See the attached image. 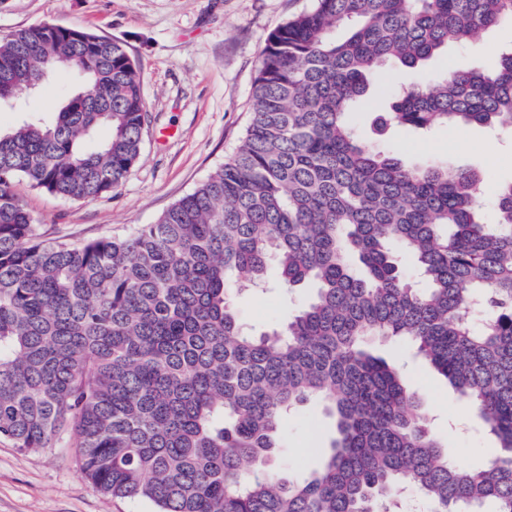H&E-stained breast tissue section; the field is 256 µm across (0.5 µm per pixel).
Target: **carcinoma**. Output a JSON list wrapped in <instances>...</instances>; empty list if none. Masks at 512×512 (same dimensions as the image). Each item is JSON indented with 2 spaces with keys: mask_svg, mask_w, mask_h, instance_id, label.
<instances>
[{
  "mask_svg": "<svg viewBox=\"0 0 512 512\" xmlns=\"http://www.w3.org/2000/svg\"><path fill=\"white\" fill-rule=\"evenodd\" d=\"M505 21L512 0H314L268 35L233 156L154 223L80 246L43 238L13 184L70 201L119 186L147 121L137 63L49 22L0 37V97L62 68L83 77L52 118L0 133V438L38 451L72 433L93 485L157 512H390L408 489L431 512H512V181L489 223L486 174L408 164L355 123L384 98L382 130L512 133V49L489 67L480 47ZM452 43L472 47L469 69L397 93L371 83ZM272 262L315 294L255 336L231 288ZM387 338L411 342L498 455L455 463L369 350ZM311 402L332 437L300 479L276 448L284 415Z\"/></svg>",
  "mask_w": 512,
  "mask_h": 512,
  "instance_id": "cac0c4a2",
  "label": "carcinoma"
}]
</instances>
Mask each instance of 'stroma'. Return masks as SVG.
Listing matches in <instances>:
<instances>
[{"label": "stroma", "mask_w": 512, "mask_h": 512, "mask_svg": "<svg viewBox=\"0 0 512 512\" xmlns=\"http://www.w3.org/2000/svg\"><path fill=\"white\" fill-rule=\"evenodd\" d=\"M310 0H0V35L41 22L80 28L118 41L137 62L148 110L141 155L125 181L91 201H70L17 181L15 191L45 238L80 245L124 237L203 182L233 155L252 116V86L268 34L306 9ZM469 48L452 44L421 68L385 64L377 81L393 89L451 69L469 67ZM79 78L57 73L22 111H0L9 130L23 113L43 116L68 97ZM376 115L358 118L363 139L401 151L409 162L433 160L490 173L489 187L512 180V137L490 138L484 128L457 131L437 126L424 135L399 127L377 132ZM311 285L281 287L269 268L263 287L236 293L244 328L260 334L283 325L313 296ZM399 367L408 389L432 416L437 436L463 466L492 456L496 440L477 421L466 420L457 396L404 343L378 345ZM330 422L320 406L290 412L280 426L276 462L305 476L330 441ZM0 512H156L146 501L115 499L81 473L74 439L40 451H23L0 438Z\"/></svg>", "instance_id": "obj_1"}]
</instances>
